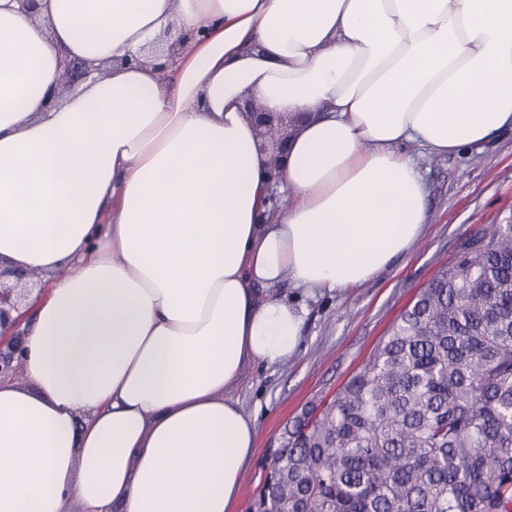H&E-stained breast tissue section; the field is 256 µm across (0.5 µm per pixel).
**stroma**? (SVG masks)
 Instances as JSON below:
<instances>
[{
	"label": "stroma",
	"mask_w": 512,
	"mask_h": 512,
	"mask_svg": "<svg viewBox=\"0 0 512 512\" xmlns=\"http://www.w3.org/2000/svg\"><path fill=\"white\" fill-rule=\"evenodd\" d=\"M419 158L427 188L428 223L423 236L392 269L347 292L312 298L284 284L279 292L305 308L304 336L297 355L279 367H248L234 396L257 419L258 442L241 481L239 512H248L259 485L267 449L277 447L286 423L306 403L331 396L369 353L392 320L462 242L485 224H512V131L481 151Z\"/></svg>",
	"instance_id": "stroma-1"
}]
</instances>
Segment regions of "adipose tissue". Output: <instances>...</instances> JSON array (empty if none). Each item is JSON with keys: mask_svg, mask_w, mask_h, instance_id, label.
I'll list each match as a JSON object with an SVG mask.
<instances>
[{"mask_svg": "<svg viewBox=\"0 0 512 512\" xmlns=\"http://www.w3.org/2000/svg\"><path fill=\"white\" fill-rule=\"evenodd\" d=\"M249 98L297 119L281 164ZM507 129L512 0H0V262L51 275L0 382V512H235L233 393L303 336L278 286L376 279L427 223L403 145ZM192 39V33L178 28H168L163 31L155 46H157L161 54L166 53L168 57H174L180 50L183 51L191 43Z\"/></svg>", "mask_w": 512, "mask_h": 512, "instance_id": "adipose-tissue-1", "label": "adipose tissue"}]
</instances>
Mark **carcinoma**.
Segmentation results:
<instances>
[{"label": "carcinoma", "instance_id": "cac0c4a2", "mask_svg": "<svg viewBox=\"0 0 512 512\" xmlns=\"http://www.w3.org/2000/svg\"><path fill=\"white\" fill-rule=\"evenodd\" d=\"M266 460L253 512H512V225H482Z\"/></svg>", "mask_w": 512, "mask_h": 512}]
</instances>
